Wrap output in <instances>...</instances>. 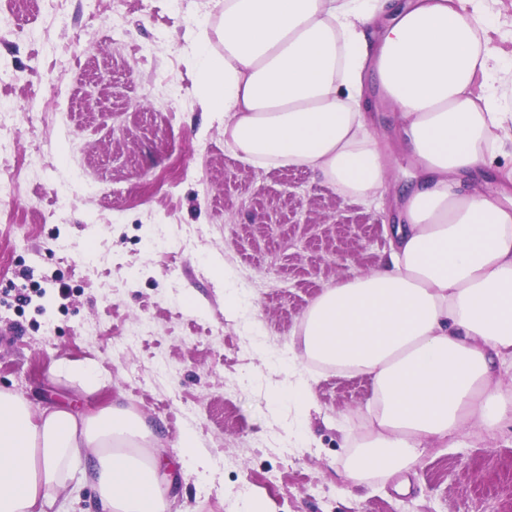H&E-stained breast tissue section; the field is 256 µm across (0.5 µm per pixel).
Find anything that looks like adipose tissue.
Returning a JSON list of instances; mask_svg holds the SVG:
<instances>
[{
    "instance_id": "1",
    "label": "adipose tissue",
    "mask_w": 512,
    "mask_h": 512,
    "mask_svg": "<svg viewBox=\"0 0 512 512\" xmlns=\"http://www.w3.org/2000/svg\"><path fill=\"white\" fill-rule=\"evenodd\" d=\"M193 24L198 83L224 115L227 144L252 165L308 168L344 198H382L388 159L364 110L366 72L397 114L396 142L413 165L390 247L375 270L312 301L301 354L285 361L370 379L375 428L350 477L410 467L465 425L512 420L497 380L512 357V194L467 189L512 145L502 79L512 62L490 47L479 0H224L219 24L206 14ZM51 375L89 395L104 385L91 362L59 360ZM153 440L120 400L35 412L1 387L0 512H49L85 456L97 512H160L205 451L183 433L173 462L152 453Z\"/></svg>"
}]
</instances>
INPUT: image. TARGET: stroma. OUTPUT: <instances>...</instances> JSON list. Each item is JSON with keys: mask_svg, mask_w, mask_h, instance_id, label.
<instances>
[{"mask_svg": "<svg viewBox=\"0 0 512 512\" xmlns=\"http://www.w3.org/2000/svg\"><path fill=\"white\" fill-rule=\"evenodd\" d=\"M491 44L512 57V0H485ZM224 0H0V82L16 107L7 133L17 197L0 204V387L33 408L72 389L54 361L108 375L118 398L175 457L182 432L206 452L205 478L168 494L170 512H512V424L468 427L427 448L395 480L351 483L369 431V382L305 364L314 405L306 438L285 379L254 346L282 356L305 308L342 277L373 270L389 216L342 198L307 168L252 166L224 145V116L196 84L191 20ZM38 27L42 42L19 35ZM54 46L44 55L42 44ZM346 211L351 227L335 225ZM360 254L338 264L336 254ZM252 308L224 310L217 266ZM267 354V355H268Z\"/></svg>", "mask_w": 512, "mask_h": 512, "instance_id": "35a3bbf8", "label": "stroma"}]
</instances>
